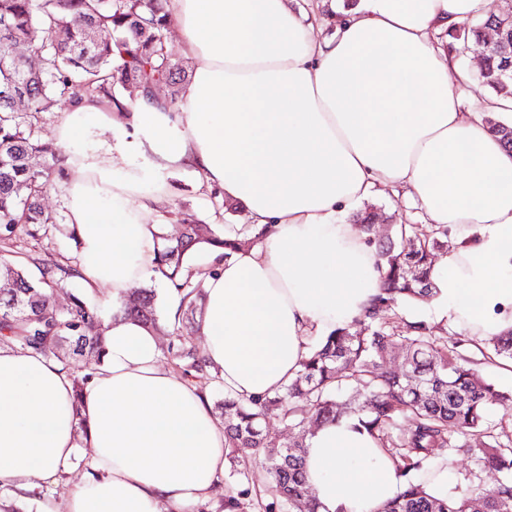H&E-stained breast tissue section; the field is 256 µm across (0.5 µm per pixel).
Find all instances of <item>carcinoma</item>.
<instances>
[{
  "label": "carcinoma",
  "instance_id": "cac0c4a2",
  "mask_svg": "<svg viewBox=\"0 0 512 512\" xmlns=\"http://www.w3.org/2000/svg\"><path fill=\"white\" fill-rule=\"evenodd\" d=\"M0 46L44 44L43 64L32 71L23 61L0 67V242L8 243L18 229L37 240L63 222V216L44 206L43 197L63 183L64 150L42 140L37 125L42 115L62 102L97 98L125 109L130 87L153 96V86L169 89L166 107H175L184 68L172 58L170 28L163 0H0ZM80 22H74V19ZM499 24L493 15L468 26H456L448 36L456 50L469 40L484 38ZM483 82L498 99H512V57L487 56ZM25 97L14 106L13 96ZM361 219L368 243L377 244L385 268L381 292L361 318L317 341L288 385L271 396L241 401L229 394L217 401L224 417L225 448L233 459L259 463L270 477L273 501L265 508L283 512H319L306 481L305 454L311 426L357 416L404 478L401 492L375 512H512V435L496 432L487 423L493 407L512 408V393L498 390L460 348L448 345L441 328L425 319L407 322L406 334L395 335L394 308H412L435 296L430 279L433 255L448 246L450 229L433 224H390L385 239L376 241L373 219ZM199 220L185 219L181 233L165 241L158 254L162 280L180 295L174 320L168 322L167 351L185 374L220 382L205 357L189 343L182 326L202 300V281L188 266L203 247L216 246L229 257L259 238L231 240L216 225L199 231ZM36 269L29 274L27 267ZM0 276L13 287L0 294V341L53 358L71 372L76 399L86 387L105 350V336L94 331L99 310L80 295L66 309L58 308L54 291L79 277L77 265L30 256L19 261L0 250ZM134 299L122 313L156 330L161 319L156 294L135 288ZM403 354L400 372L385 368L394 348ZM483 359L512 361V330L491 338L479 348ZM85 359L73 371L70 358ZM288 427L291 440L280 444L271 424ZM477 447L483 466L500 474L492 487L470 484L459 495L445 497L426 490L441 451L449 455Z\"/></svg>",
  "mask_w": 512,
  "mask_h": 512
}]
</instances>
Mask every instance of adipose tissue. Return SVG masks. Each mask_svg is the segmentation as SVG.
I'll return each mask as SVG.
<instances>
[{"instance_id":"1","label":"adipose tissue","mask_w":512,"mask_h":512,"mask_svg":"<svg viewBox=\"0 0 512 512\" xmlns=\"http://www.w3.org/2000/svg\"><path fill=\"white\" fill-rule=\"evenodd\" d=\"M339 20L317 36L298 0H168L193 64L176 112L143 97L63 112L67 221L87 290L113 307L155 278L163 182L127 167L192 169L244 212L257 244L201 264L204 354L225 393L283 389L316 340L353 322L380 291L376 249L349 217L384 188L454 230L435 263L440 318L487 340L512 329V148L461 109L459 69L441 36L490 0H323ZM105 134L87 148L92 132ZM159 342L116 313L104 358L75 405L60 365L0 349V487L44 494L87 446L57 512H196L224 473V426L206 394L158 364ZM87 434L77 437L78 421ZM307 480L321 512H374L402 488L357 417L316 429Z\"/></svg>"}]
</instances>
